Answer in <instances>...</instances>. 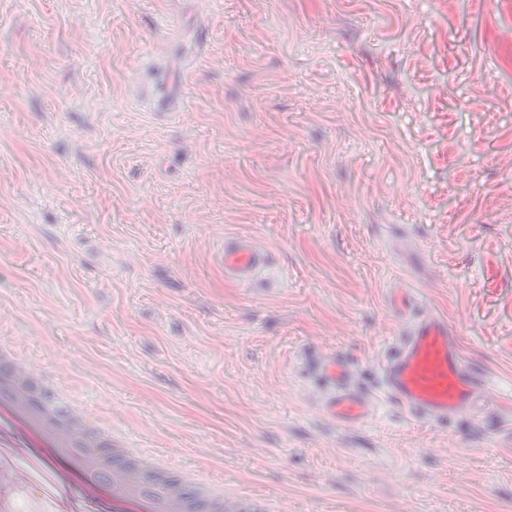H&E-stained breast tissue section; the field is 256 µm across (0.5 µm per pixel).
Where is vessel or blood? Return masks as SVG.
<instances>
[{"label": "vessel or blood", "mask_w": 512, "mask_h": 512, "mask_svg": "<svg viewBox=\"0 0 512 512\" xmlns=\"http://www.w3.org/2000/svg\"><path fill=\"white\" fill-rule=\"evenodd\" d=\"M220 261L225 275L248 284L257 273L271 268L273 254L253 238L240 236L225 241ZM394 300L407 320L382 359L378 388L409 417L422 422L483 420L489 412L482 396L487 376L466 357L447 316L413 311V301L404 292L396 293ZM312 371L325 394L324 414L347 425L368 418L371 394L354 385L351 365L345 357H321Z\"/></svg>", "instance_id": "vessel-or-blood-1"}]
</instances>
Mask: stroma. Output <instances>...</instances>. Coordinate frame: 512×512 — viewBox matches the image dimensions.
I'll return each mask as SVG.
<instances>
[{
	"instance_id": "stroma-1",
	"label": "stroma",
	"mask_w": 512,
	"mask_h": 512,
	"mask_svg": "<svg viewBox=\"0 0 512 512\" xmlns=\"http://www.w3.org/2000/svg\"><path fill=\"white\" fill-rule=\"evenodd\" d=\"M395 288L512 421V0H0V339L130 441L278 512H512L504 434L321 412L308 367L371 385ZM0 449L104 512L4 414ZM224 274L236 282L249 284L257 273L272 268L273 254L250 237H233L224 242L220 256Z\"/></svg>"
}]
</instances>
